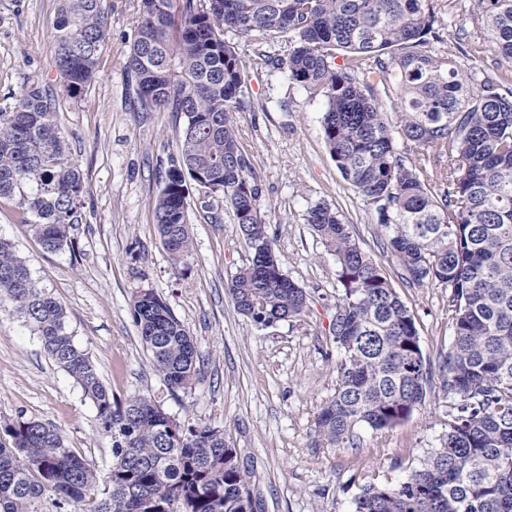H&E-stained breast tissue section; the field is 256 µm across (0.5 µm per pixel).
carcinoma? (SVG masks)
Listing matches in <instances>:
<instances>
[{
	"mask_svg": "<svg viewBox=\"0 0 512 512\" xmlns=\"http://www.w3.org/2000/svg\"><path fill=\"white\" fill-rule=\"evenodd\" d=\"M476 2L486 41L471 48L462 28L442 36L448 0H181L178 15L173 0H140L124 62L142 111L184 116L153 201L160 240L182 261L193 244L190 193H223L250 251L226 284L240 314L260 327L299 321L308 297L283 272L248 178L233 119L245 65L228 32L288 37L281 65L323 99L326 149L373 213L383 246L410 286L448 288V432L401 481L363 485L354 512H512V85L480 83L455 61L473 50L512 60V0ZM110 26L104 0H58L55 59L68 94L97 76ZM57 112L55 93L35 84L0 111V204L14 205L16 220L50 251L68 245L82 190ZM397 132L409 144L404 156ZM306 222L336 257L342 286L331 330L336 388L315 429L332 446L352 445L361 425L383 431L409 418L426 398L430 369L413 313L339 211L320 202ZM0 304L39 337L112 438L101 479L52 425L0 422V512H256L224 430L186 428L148 395L114 396L75 344L63 304L2 239ZM131 315L168 388L191 390L195 339L168 303L142 290Z\"/></svg>",
	"mask_w": 512,
	"mask_h": 512,
	"instance_id": "carcinoma-1",
	"label": "carcinoma"
}]
</instances>
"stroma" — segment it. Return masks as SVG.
I'll use <instances>...</instances> for the list:
<instances>
[{"instance_id": "1", "label": "stroma", "mask_w": 512, "mask_h": 512, "mask_svg": "<svg viewBox=\"0 0 512 512\" xmlns=\"http://www.w3.org/2000/svg\"><path fill=\"white\" fill-rule=\"evenodd\" d=\"M111 32L100 71L76 97L54 63L57 0H0V107L36 84L58 97V125L83 175L81 222L70 242L46 250L28 225L0 210V238L24 255L34 278L65 307L75 343L120 398L148 394L181 425L224 428L262 500V512H353L368 482H398L448 430V397L432 384L425 403L385 431L357 428L354 446L318 438L314 422L336 386L338 353L330 322L341 293L337 264L306 222L324 201L344 217L361 249L389 275L414 314L423 353L439 366L453 338L448 291L411 288L383 251L359 195L338 172L322 136L324 102L309 97L277 65L282 40L235 37L245 64L243 111L234 115L252 166L261 217L282 268L308 294L301 320L257 327L239 314L225 282L246 263L231 205L204 208L191 198L193 252L173 265L154 223L157 194L183 116L141 111L124 57L139 0H107ZM150 290L196 340L200 374L191 391L171 395L143 349L131 300ZM25 416L54 425L99 473L112 464V440L80 388L45 353L11 308L0 307V421Z\"/></svg>"}]
</instances>
